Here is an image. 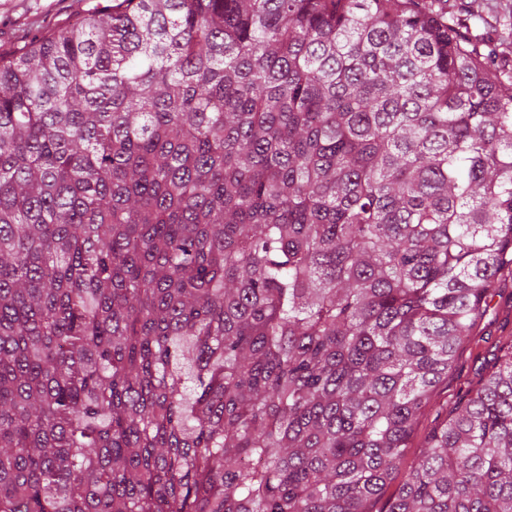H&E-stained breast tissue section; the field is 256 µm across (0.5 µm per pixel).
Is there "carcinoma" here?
Here are the masks:
<instances>
[{"label":"carcinoma","mask_w":512,"mask_h":512,"mask_svg":"<svg viewBox=\"0 0 512 512\" xmlns=\"http://www.w3.org/2000/svg\"><path fill=\"white\" fill-rule=\"evenodd\" d=\"M114 0L0 62V512H374L512 265V0ZM385 512H512V338Z\"/></svg>","instance_id":"carcinoma-1"}]
</instances>
